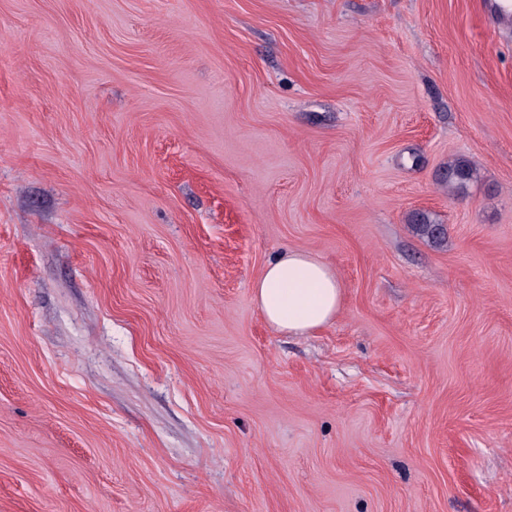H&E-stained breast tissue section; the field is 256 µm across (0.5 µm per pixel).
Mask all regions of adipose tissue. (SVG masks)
Segmentation results:
<instances>
[{
	"instance_id": "ef3b65f1",
	"label": "adipose tissue",
	"mask_w": 512,
	"mask_h": 512,
	"mask_svg": "<svg viewBox=\"0 0 512 512\" xmlns=\"http://www.w3.org/2000/svg\"><path fill=\"white\" fill-rule=\"evenodd\" d=\"M342 288L337 273L316 256L290 249L268 261L253 284V300L276 331L302 335L333 320Z\"/></svg>"
}]
</instances>
